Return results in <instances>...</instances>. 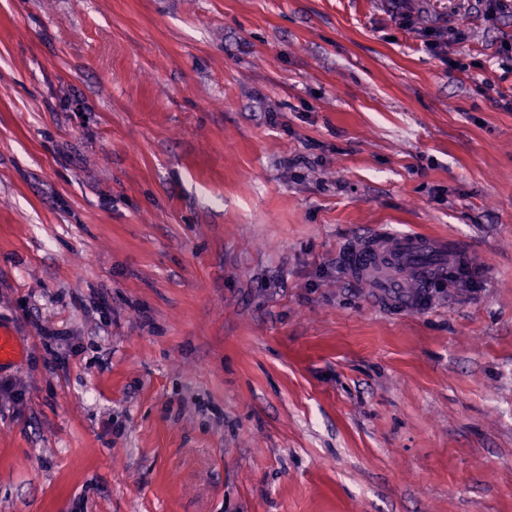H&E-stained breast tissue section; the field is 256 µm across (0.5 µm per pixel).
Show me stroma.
<instances>
[{"label": "stroma", "mask_w": 512, "mask_h": 512, "mask_svg": "<svg viewBox=\"0 0 512 512\" xmlns=\"http://www.w3.org/2000/svg\"><path fill=\"white\" fill-rule=\"evenodd\" d=\"M409 7L0 0V512H512V15ZM448 33L454 35L452 40L448 38ZM425 37L428 38L426 43L427 47L438 56L444 64L448 65L451 69L460 67L458 60H454L448 56V46L464 39V33L460 26L448 25L446 28L441 26L432 27L426 31ZM451 62L456 63V67H453ZM441 254L448 257L449 268L466 267L472 260L471 253L448 244L446 240H435L418 235L395 238L389 249H382L376 237L367 239L362 248L351 258L350 269L358 276L376 274L375 266L384 261L395 263L420 254Z\"/></svg>", "instance_id": "1"}]
</instances>
